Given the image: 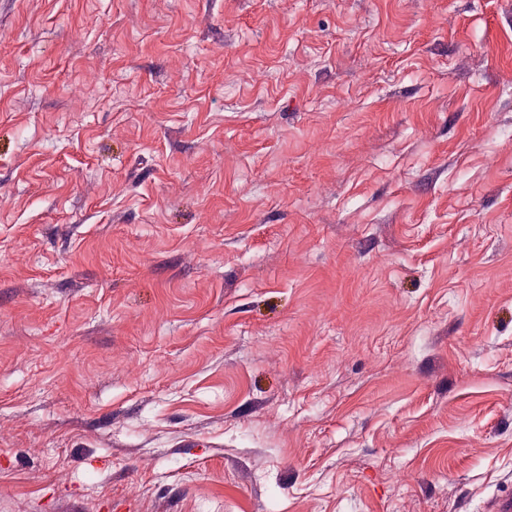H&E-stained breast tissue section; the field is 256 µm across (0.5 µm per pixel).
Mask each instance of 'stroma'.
<instances>
[{"instance_id": "obj_1", "label": "stroma", "mask_w": 512, "mask_h": 512, "mask_svg": "<svg viewBox=\"0 0 512 512\" xmlns=\"http://www.w3.org/2000/svg\"><path fill=\"white\" fill-rule=\"evenodd\" d=\"M512 494V0H0V512Z\"/></svg>"}]
</instances>
